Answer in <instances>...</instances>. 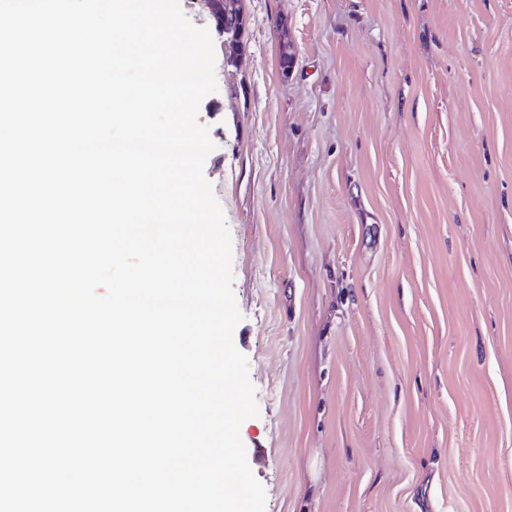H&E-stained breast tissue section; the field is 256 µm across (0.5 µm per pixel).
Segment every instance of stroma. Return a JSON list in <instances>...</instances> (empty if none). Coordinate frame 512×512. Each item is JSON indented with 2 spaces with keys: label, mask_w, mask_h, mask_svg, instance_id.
I'll return each mask as SVG.
<instances>
[{
  "label": "stroma",
  "mask_w": 512,
  "mask_h": 512,
  "mask_svg": "<svg viewBox=\"0 0 512 512\" xmlns=\"http://www.w3.org/2000/svg\"><path fill=\"white\" fill-rule=\"evenodd\" d=\"M244 4L180 0L265 512H512V0ZM223 1L214 0L208 7L211 10L212 16L217 19L222 17L223 12L228 15H235L239 18L241 24H239L236 29H231L232 27H235L237 23L235 17L233 16H229L227 18L226 24L229 28H224V42L231 50V52L233 51V54H235V51L241 48V38L243 36L244 28L246 25V17L242 7V2H238L240 0ZM221 21L224 24V16L222 17Z\"/></svg>",
  "instance_id": "obj_1"
}]
</instances>
